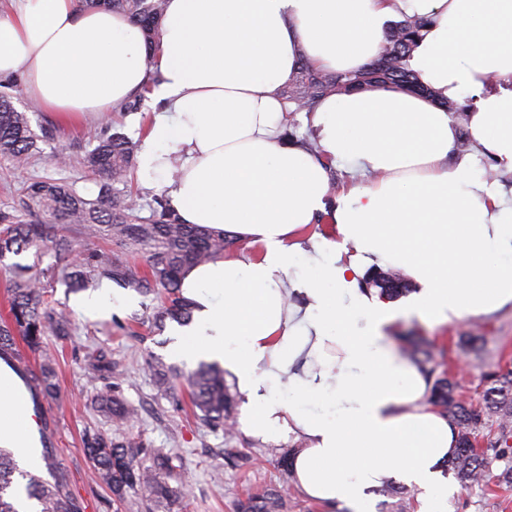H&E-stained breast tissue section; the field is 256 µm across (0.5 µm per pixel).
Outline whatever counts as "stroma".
<instances>
[{"instance_id": "stroma-1", "label": "stroma", "mask_w": 512, "mask_h": 512, "mask_svg": "<svg viewBox=\"0 0 512 512\" xmlns=\"http://www.w3.org/2000/svg\"><path fill=\"white\" fill-rule=\"evenodd\" d=\"M13 94L17 108H29L33 130L52 123L56 126V136L54 141L44 144L43 156L35 158L26 168L8 173L0 171V209L13 205L15 190L21 182L42 177L72 185L84 197H95L99 182L85 171L81 159L86 137L101 126V118L77 124L58 123L48 112L31 107L23 87L14 88ZM55 151L66 153L65 163L53 165L47 161V154ZM123 295L129 298V305L91 318L74 312L76 295L66 284L59 281L54 285L53 300L59 309L71 313L75 331L59 350V393L56 399L45 403L48 431L57 450V459L68 472L71 492L81 502L83 512H115L111 492L90 481L89 463L80 442L86 425H97L108 434L113 431L111 423L92 408L97 387L88 381L84 362L85 346L91 339L112 359L123 361L127 368L123 393L138 410L137 418L126 429L127 434L180 457L181 465L173 472L170 481L190 485L191 500L187 512H233V501L242 491L259 492L271 486L287 490L288 512H328L295 485L291 471L279 467L274 445L239 434L234 445L248 456L249 462L240 469H231L225 465L221 454L223 434L208 431L192 416L174 409L167 400L158 397L152 380L142 370L146 358H160L185 373L193 370L194 365L174 354L178 341L176 323H166L162 330L140 339L127 337L125 326L133 317L148 314L153 302L130 288L124 290ZM475 325L479 326L484 343L479 364L468 367L464 392L470 401L476 402L484 389L486 371L512 370L511 305L495 315L478 318L473 324L435 326L409 315L401 319L396 333L402 336L412 332L433 340L436 345L446 346L447 357L454 362L463 357L456 346L459 336ZM503 469V462H492L485 485L466 487L452 495L449 501L451 512H512V484L503 481Z\"/></svg>"}]
</instances>
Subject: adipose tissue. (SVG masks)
I'll return each mask as SVG.
<instances>
[{
	"label": "adipose tissue",
	"instance_id": "obj_1",
	"mask_svg": "<svg viewBox=\"0 0 512 512\" xmlns=\"http://www.w3.org/2000/svg\"><path fill=\"white\" fill-rule=\"evenodd\" d=\"M406 16L428 21L411 68L448 99L476 96L470 134L512 172V0H166L150 67L123 13L76 0L0 12V80L22 76L59 119L111 111L146 86L163 102L139 177L184 223L248 250L184 273L195 309L178 352L222 364L243 431L298 441L297 486L342 512H374V489L395 478L423 489L419 512H448L455 491L441 473L456 433L425 374L392 349L402 313L366 274L402 271L420 287L411 313L434 325L512 305V196L469 158L449 161L457 129L444 107L390 88L333 95L312 114L317 152L283 136L281 90L301 61L359 71ZM339 160L364 184L331 191ZM0 443L40 466L2 373Z\"/></svg>",
	"mask_w": 512,
	"mask_h": 512
}]
</instances>
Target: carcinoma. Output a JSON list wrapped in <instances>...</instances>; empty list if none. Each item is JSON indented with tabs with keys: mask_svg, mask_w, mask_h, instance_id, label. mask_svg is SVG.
Returning <instances> with one entry per match:
<instances>
[{
	"mask_svg": "<svg viewBox=\"0 0 512 512\" xmlns=\"http://www.w3.org/2000/svg\"><path fill=\"white\" fill-rule=\"evenodd\" d=\"M80 7L105 6L121 12L144 35L147 65L153 53L164 18V0H77ZM420 17H404L385 34L380 54L355 73H331L301 63L284 91L295 112H311L329 95L352 90L388 87L424 94L448 109L461 112L454 101L423 85L409 61L417 45ZM14 96L0 92V165L8 171L26 166L42 154L39 142L55 137L52 128L36 134L27 111L13 103ZM92 149L86 151L83 165L100 182L93 199L80 196L68 184L54 179H36L20 190L17 203L0 210V259L30 249L35 254L51 253L54 262L32 272L29 266H16L4 291L7 308L0 318V351L17 349L22 341L38 357V367L30 370L35 391L42 398L56 396V350L45 338L63 341L72 335L70 317L52 301V283L64 274L77 288H87L106 278L123 288L154 296L158 305L140 325L160 329L166 320L190 322L191 304L181 295L183 273L196 265L216 260L234 244V237L222 229H202L180 221L169 200L155 196L143 204L140 194L129 188L136 167L139 142L120 132L106 130L90 134ZM151 210L150 222L143 223L139 212ZM71 224L88 239L109 242L106 250L87 249L75 258L74 241L62 233V225ZM369 285L388 299H397L410 291V284L394 270L376 272ZM405 355L426 374L431 383L430 402L445 416L457 434V445L448 466L466 484L482 482L493 459L512 451V371L485 374L488 387L483 403L474 406L455 395L448 370L446 349L435 348L422 336L401 337ZM88 378L104 381L96 395L98 411L115 426L109 436L95 427L82 435L84 454L92 462V480L108 487L113 502L129 509L147 512H182L188 499L187 485L168 482L175 466L174 457L150 448L141 439L129 438L121 429L138 415L124 397L122 383L126 368L120 361L106 358L102 349L87 351ZM144 370L157 391L176 409L190 403L194 417L212 433H223L227 441L236 437L237 402L224 378V369L216 362L201 361L186 378L179 369L147 359ZM50 479L20 467L13 450L0 446V512H20L19 498L25 495L37 505L36 512H82L69 490L67 472L53 467L52 448L42 447ZM137 498H127L128 493ZM236 512H288V498L277 488L249 494L235 503Z\"/></svg>",
	"mask_w": 512,
	"mask_h": 512,
	"instance_id": "1",
	"label": "carcinoma"
}]
</instances>
